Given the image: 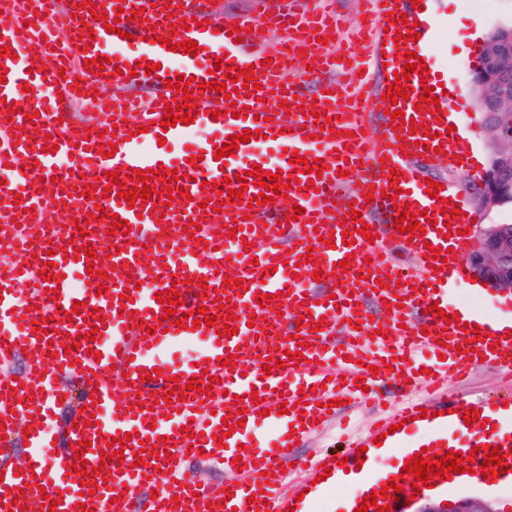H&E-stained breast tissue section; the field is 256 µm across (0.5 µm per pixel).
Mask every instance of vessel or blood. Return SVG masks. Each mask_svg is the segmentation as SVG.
Returning <instances> with one entry per match:
<instances>
[{
	"mask_svg": "<svg viewBox=\"0 0 512 512\" xmlns=\"http://www.w3.org/2000/svg\"><path fill=\"white\" fill-rule=\"evenodd\" d=\"M80 0H0V47L12 56L0 59L6 73L0 82V244L8 243L13 261L0 267V367L12 365L23 350H39L19 375L0 377V512H290L296 493L287 487L284 466L295 456L293 438H304L317 425H329L335 413L328 400H350L356 406L391 397L395 412L370 430L357 434L346 455L348 470H360L371 486L388 484L380 471L385 455L400 451L401 461L422 448L413 434L423 431L447 439L450 429L466 431L462 454L479 467L485 445L512 447V431L497 433L466 426L458 401L448 399L449 378L465 377L472 361L492 363L512 377V336H500L491 320L480 332L429 314L430 306L448 307V286L465 280L460 263L443 262L447 250L462 253L468 238L463 228L474 215L462 210L448 218V191L429 195L412 161L431 167H456L470 180L479 169L464 144L450 133L451 120L470 111V104L445 94L447 75L431 69L412 73L409 98L376 101L375 82L390 86L407 62L408 52L428 57L434 31L430 10L411 0H370L369 15L359 30L371 48L367 62L354 59V46L339 41L341 20L333 0H262L258 17L232 26L205 16L190 0H92L115 16L118 6L133 9L132 21L118 22L106 32ZM72 38L57 46L56 28ZM419 32L418 41L396 48L394 31ZM94 42H87V33ZM175 42H197L190 56L169 51L158 33ZM278 34L280 46L267 53L263 44ZM110 57L102 73H92L90 59ZM228 56L235 66L252 67L260 84L251 95L195 89L194 121L165 128L160 124L174 90L166 82L175 75L197 81L223 82L214 60ZM155 71H147V63ZM145 86L149 97L108 98L107 84ZM320 94L308 108L298 98L309 85ZM430 85L438 105L419 100L421 85ZM30 91L19 108L21 88ZM100 112L94 122H79L62 108L64 101ZM398 107L405 125L387 120L383 132L367 136L374 104ZM244 117L227 113L231 105ZM331 117L322 129L319 112ZM423 135L413 134L411 122ZM143 133H136V126ZM206 140L190 136L198 128ZM255 131L235 155L214 159L228 137ZM57 143L56 152L45 149ZM320 159L325 168L313 189L289 190L287 202L256 203L260 190L249 187L241 203H232L224 179L260 165L263 173L291 174V152ZM200 158L193 167L192 158ZM177 171L179 180L158 175L159 167ZM151 169L155 189L169 187L172 204L157 198L127 203L105 195L108 172H117L124 188L127 176ZM400 173L401 194L385 196L390 170ZM373 184L372 194L347 195L349 178ZM220 203V212L203 213L201 202ZM430 218L425 236L398 232L401 207ZM303 215H296V208ZM361 212L374 241L353 223ZM384 223H375V216ZM336 227H328V218ZM83 220L82 230L70 228ZM128 221V232L112 229L113 219ZM460 231L447 240L448 226ZM348 231V242L323 244L331 231ZM91 254H83V246ZM109 255H102V248ZM438 249V257L427 248ZM413 261L421 274L406 278L401 260ZM50 264L42 280V264ZM94 273H87V265ZM335 279V297L315 296L313 272ZM242 279V287L229 281ZM181 291L179 313L207 307L215 315L212 328H180L164 316L158 292ZM271 295L272 301L259 299ZM388 303L386 319L370 318L366 303ZM309 325L297 326L300 312ZM236 316V334L220 337L225 315ZM104 318L95 341L85 339L90 325ZM197 348L194 362H165L181 345ZM303 351L304 361L287 359ZM235 356L233 368L222 358ZM283 366L265 371L266 358ZM390 368H382V360ZM84 383L80 409L60 418L71 395L61 378ZM203 391L184 400L168 399L173 386L190 378ZM364 388H357V381ZM307 396H300V388ZM262 405H254V398ZM286 414H278L279 404ZM267 408L269 416L258 415ZM427 416H419V409ZM28 432L30 457L22 466L8 464L11 438ZM194 437H186V429ZM225 436L218 444L217 436ZM122 441V461H102L108 440ZM90 441L80 452L81 441ZM170 451L158 460L157 449ZM90 467V488L80 484L73 468L76 455ZM142 466H135V458ZM239 460L237 485L188 482L182 473L189 462L212 465Z\"/></svg>",
	"mask_w": 512,
	"mask_h": 512,
	"instance_id": "1",
	"label": "vessel or blood"
}]
</instances>
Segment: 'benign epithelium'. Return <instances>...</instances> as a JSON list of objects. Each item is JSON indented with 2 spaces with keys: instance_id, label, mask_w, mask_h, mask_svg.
Returning <instances> with one entry per match:
<instances>
[{
  "instance_id": "obj_1",
  "label": "benign epithelium",
  "mask_w": 512,
  "mask_h": 512,
  "mask_svg": "<svg viewBox=\"0 0 512 512\" xmlns=\"http://www.w3.org/2000/svg\"><path fill=\"white\" fill-rule=\"evenodd\" d=\"M480 65L475 69L476 105L485 116L495 146L482 180L484 201L491 207L512 205V119L501 110L512 105V28L499 24L484 37ZM470 270L498 291L512 294V226L491 224L467 259ZM416 512H498L483 498L455 502L427 501Z\"/></svg>"
}]
</instances>
